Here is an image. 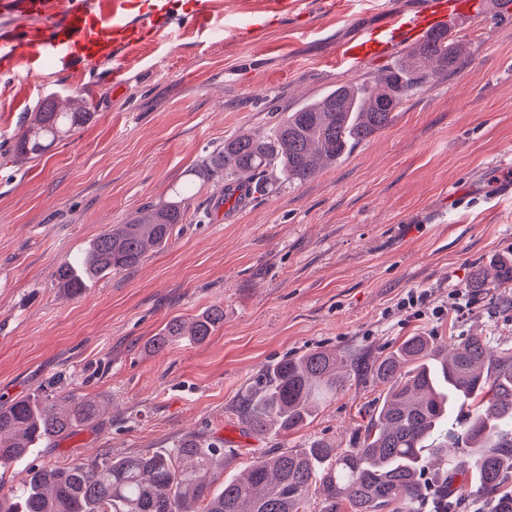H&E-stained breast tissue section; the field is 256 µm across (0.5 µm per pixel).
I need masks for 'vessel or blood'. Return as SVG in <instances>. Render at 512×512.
<instances>
[{"mask_svg":"<svg viewBox=\"0 0 512 512\" xmlns=\"http://www.w3.org/2000/svg\"><path fill=\"white\" fill-rule=\"evenodd\" d=\"M471 0H424L411 16L393 15L338 51L346 66L403 40L425 36L446 17L469 13ZM0 12L38 17L33 27L0 28V58L12 69H41L48 63L81 67L90 59L109 58L138 45L143 33L166 25L161 8L145 11L137 0H0Z\"/></svg>","mask_w":512,"mask_h":512,"instance_id":"vessel-or-blood-1","label":"vessel or blood"}]
</instances>
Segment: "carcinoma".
<instances>
[{
	"label": "carcinoma",
	"mask_w": 512,
	"mask_h": 512,
	"mask_svg": "<svg viewBox=\"0 0 512 512\" xmlns=\"http://www.w3.org/2000/svg\"><path fill=\"white\" fill-rule=\"evenodd\" d=\"M457 52L448 28H436L375 84L332 89L288 113L267 140L241 133L224 141L199 175L257 193L272 188L274 174L303 184L385 128L417 87L448 76ZM91 119L87 104L63 112L47 96L20 127L17 154L40 156ZM184 221L179 201L144 207L59 266L57 285L79 296L92 280L137 268ZM492 269L495 284L512 282V253L499 256ZM223 323L220 305L189 323L175 317L151 346L162 352L177 342L199 344ZM346 367L348 359L326 350L283 359L258 372L236 412L253 434L291 433L336 393ZM370 371L385 393L353 448L324 440L278 448L255 458L241 478L217 486L211 475L224 474L220 445L187 438L170 451L34 469L19 490L0 484V512H306L314 495L319 512H341L345 503L348 512H420L429 469L448 512L466 499L480 501L484 512H512V352L497 354L480 336L458 338L450 347L409 336ZM99 411L96 402L72 392L0 404V440L8 442L0 447V469L43 441L73 434Z\"/></svg>",
	"instance_id": "obj_1"
}]
</instances>
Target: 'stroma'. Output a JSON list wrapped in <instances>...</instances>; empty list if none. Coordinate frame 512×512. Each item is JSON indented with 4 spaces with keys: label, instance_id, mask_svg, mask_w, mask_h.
<instances>
[{
    "label": "stroma",
    "instance_id": "stroma-1",
    "mask_svg": "<svg viewBox=\"0 0 512 512\" xmlns=\"http://www.w3.org/2000/svg\"><path fill=\"white\" fill-rule=\"evenodd\" d=\"M269 0H164L168 25L116 60L36 76L0 72V402L50 389L100 402L95 420L35 448L5 475L22 487L38 465L217 442L225 475L253 458L316 439L352 447L384 387L351 373L308 423L258 436L235 411L265 365L311 350L371 363L409 336L448 344L483 336L512 350V283L476 288V271L512 250V0H477L457 26V68L416 89L371 139L309 182L213 209L224 187L194 172L245 132L271 135L288 112L336 85L373 84L398 45L338 68V43L423 0H305L275 13ZM88 99L91 122L36 158L15 135L47 95ZM191 185L186 220L164 249L79 297L57 267L113 224ZM469 289L463 313L417 319L408 291L445 304ZM224 323L201 344L155 353L147 342L175 316L213 305Z\"/></svg>",
    "mask_w": 512,
    "mask_h": 512
}]
</instances>
